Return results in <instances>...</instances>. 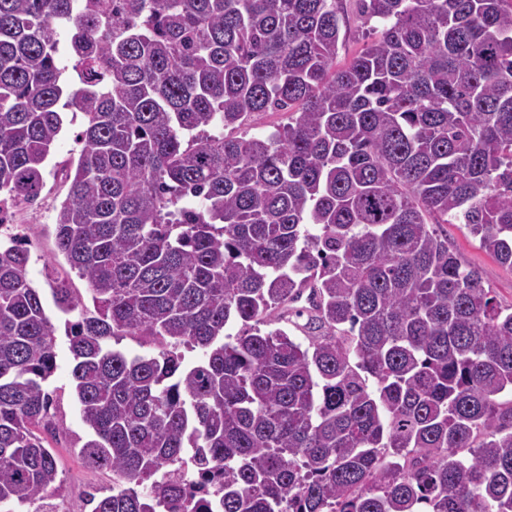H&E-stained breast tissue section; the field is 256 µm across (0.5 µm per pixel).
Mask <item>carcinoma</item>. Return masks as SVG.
Masks as SVG:
<instances>
[{
  "label": "carcinoma",
  "instance_id": "carcinoma-1",
  "mask_svg": "<svg viewBox=\"0 0 512 512\" xmlns=\"http://www.w3.org/2000/svg\"><path fill=\"white\" fill-rule=\"evenodd\" d=\"M344 2L0 0V200L84 118L55 244L94 312L51 298L91 512H512V307L439 234L512 270V0H357L338 66ZM28 263L0 243V512L62 483ZM348 28L346 38L339 49L337 62L342 65L349 61L363 46L361 32L357 26L360 24L357 19V8L354 3L347 4ZM282 112H267L265 114H259L252 117L248 125L245 126V130L248 132V136L268 134L273 128L274 124L286 122L285 116Z\"/></svg>",
  "mask_w": 512,
  "mask_h": 512
}]
</instances>
